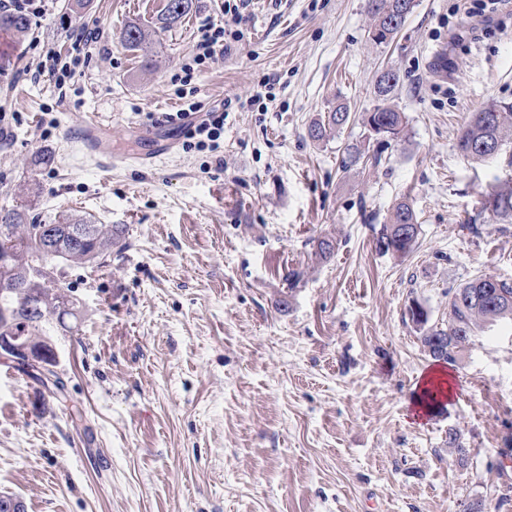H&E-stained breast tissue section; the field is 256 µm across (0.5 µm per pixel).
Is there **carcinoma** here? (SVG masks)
<instances>
[{"label": "carcinoma", "mask_w": 512, "mask_h": 512, "mask_svg": "<svg viewBox=\"0 0 512 512\" xmlns=\"http://www.w3.org/2000/svg\"><path fill=\"white\" fill-rule=\"evenodd\" d=\"M371 18L370 39L375 45L390 41L397 28L393 22L406 18L415 7V0H368ZM193 9V0H167L161 10L159 23L161 28H172L181 22ZM30 28L27 15L18 12H0V32L5 31L16 37L25 36ZM125 49L138 53L141 67L153 66L160 43L152 38L147 29L137 23L127 25L121 36ZM399 84L396 71L380 74L375 90L379 104L367 113L364 122L369 136L384 141H401L405 137L406 116L397 106L390 103L391 93ZM350 121V112L344 104L329 107L318 120L308 128V135L313 140H321L327 132L339 130ZM512 138V103L491 101L472 113L466 127L459 136L456 148L458 152L472 160L483 161L492 158L487 150L490 144L503 146ZM27 206L0 209V230L8 231V238L0 240V249L5 242L11 243L13 249L11 274L0 276V311L9 312L12 328L20 336H40L47 332V325L55 320L61 326L65 318L78 319L81 311L79 302L62 287L60 277L54 276L46 281L32 282L27 279L26 271L37 259H45L43 248L54 249V259L61 261L62 267L72 265H90L88 254H102V260L95 264L100 269L108 266L112 254H121L129 247L124 228L110 224L93 225V235L85 243L76 245L70 242L69 229L87 223V219L66 215L56 224H42L34 220L27 221ZM481 211L491 213L505 224L512 223V182L497 183L488 188L483 195ZM391 214L394 220L382 225L377 242L388 241V248L383 253H390L402 258L416 244L420 225L413 207L407 201L396 203ZM407 224L414 229L413 236L398 238L393 226ZM19 293L34 296L40 302V309L33 315L13 310L14 298ZM512 320V280H501L497 287L489 282V277L481 276L468 280L448 299V324H429L427 310L421 304L410 311L409 320L419 332L418 339L425 354L439 364L454 363L472 341L476 332L486 324H493L501 319ZM44 386L48 387L54 398L63 394L64 381L55 373L49 375L34 374Z\"/></svg>", "instance_id": "1"}]
</instances>
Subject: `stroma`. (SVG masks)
Wrapping results in <instances>:
<instances>
[{"mask_svg":"<svg viewBox=\"0 0 512 512\" xmlns=\"http://www.w3.org/2000/svg\"><path fill=\"white\" fill-rule=\"evenodd\" d=\"M73 2L43 0L26 37L0 35V113L21 117L0 140V208L119 224L130 246L63 281L82 311L76 334L53 336L65 398L0 358V494L25 512H512V321L473 337L452 397L418 421L433 363L407 314L415 299L444 324L451 289L512 279V224L480 211L512 178V140L482 162L455 148L472 112L512 102V14L487 24L475 0H415L375 46L367 0H248L244 39L204 68L197 99L218 108L268 79L273 96L230 113L214 156L162 117L224 0L159 30L149 70L120 37L159 29L163 0ZM96 27L73 61V34ZM49 50L76 63L75 83L41 73ZM386 67L407 127L381 144L363 119ZM337 102L350 123L309 139ZM89 115L111 125L114 155H136L148 130L172 149L104 171L68 137ZM351 145L366 159L346 167ZM41 149L51 163L32 166ZM404 198L420 234L397 258L376 237Z\"/></svg>","mask_w":512,"mask_h":512,"instance_id":"obj_1","label":"stroma"}]
</instances>
